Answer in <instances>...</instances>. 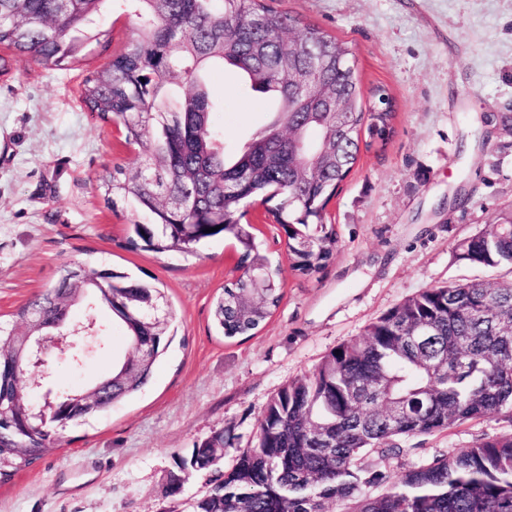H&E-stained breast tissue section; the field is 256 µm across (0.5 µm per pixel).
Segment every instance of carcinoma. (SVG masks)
Listing matches in <instances>:
<instances>
[{
  "mask_svg": "<svg viewBox=\"0 0 512 512\" xmlns=\"http://www.w3.org/2000/svg\"><path fill=\"white\" fill-rule=\"evenodd\" d=\"M136 18L130 41L110 64L89 75L81 98L90 112L122 126L129 145H150L138 170L116 166L103 181L104 200L131 203L145 222L129 227L128 243L155 253L193 255L215 238H232L244 273L214 302L216 328L226 338L252 336L282 299L281 270L241 223L246 200L269 197L286 235L292 268L322 271L336 252L333 225L323 212L360 153V131L382 140L392 130L387 89L364 90L343 42L308 26L288 38L293 18L265 0H127ZM112 0H0V46L48 68L76 59L99 35ZM322 63L321 81L346 99L343 118L317 100H288V67ZM229 65L251 88L276 98L273 120L234 156L211 125L215 108L207 72ZM301 127L298 144L278 141V130ZM213 232L207 233L205 229ZM460 261L512 267V215H503L457 244ZM86 299L123 322L128 338L150 342L155 359L137 360L130 375H112L86 391L54 396L45 411L32 407L21 382L38 364L34 337L67 331L84 335L89 318L71 321ZM0 327V402L12 424L0 425V481L10 479L60 447L61 431L112 409L151 379L169 346L170 311L155 284L109 267L62 266L56 285L13 313ZM512 281H479L427 288L382 314L363 337L338 346L310 373L270 398L256 424V443L193 504V512H512V433L488 438L403 474L378 496L363 487L386 476L366 459L398 449L401 436L443 431L496 415L512 425ZM429 323L431 335L406 340L409 328ZM403 413L388 422L384 406ZM324 430L330 441L319 443ZM224 447L218 432L177 461L168 493L188 475L216 464Z\"/></svg>",
  "mask_w": 512,
  "mask_h": 512,
  "instance_id": "cac0c4a2",
  "label": "carcinoma"
}]
</instances>
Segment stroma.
Returning <instances> with one entry per match:
<instances>
[{
    "mask_svg": "<svg viewBox=\"0 0 512 512\" xmlns=\"http://www.w3.org/2000/svg\"><path fill=\"white\" fill-rule=\"evenodd\" d=\"M268 4L344 42L363 85L388 88L395 118L387 141L361 149L326 208L339 244L322 272L294 271L271 216L258 204L248 209L245 223L282 271V300L250 337L224 338L212 321L215 297L235 277L234 241H209L188 257L132 249L129 226L140 213L102 195L113 167L134 172L145 149L87 111L81 88L130 38L135 18L113 4L100 39L61 69L0 47L9 68L0 76V323L12 325L21 304L52 288L61 266L85 261L154 281L173 311L172 342L152 380L109 413L67 427L59 448L1 482L0 512H192L239 451L254 446L270 397L363 336L369 322L426 288L512 278L454 255L460 241L512 211V131L483 122L512 113V0ZM208 85L218 102L212 125L234 153L271 120V103L233 68L213 69ZM457 193L465 206L453 204ZM90 315L102 327L99 342L49 354L27 378L34 401L87 389L130 353L109 311H72L76 322ZM219 431L223 459L167 495L178 457ZM510 431L489 415L401 438L400 454L372 463L395 479Z\"/></svg>",
    "mask_w": 512,
    "mask_h": 512,
    "instance_id": "35a3bbf8",
    "label": "stroma"
}]
</instances>
